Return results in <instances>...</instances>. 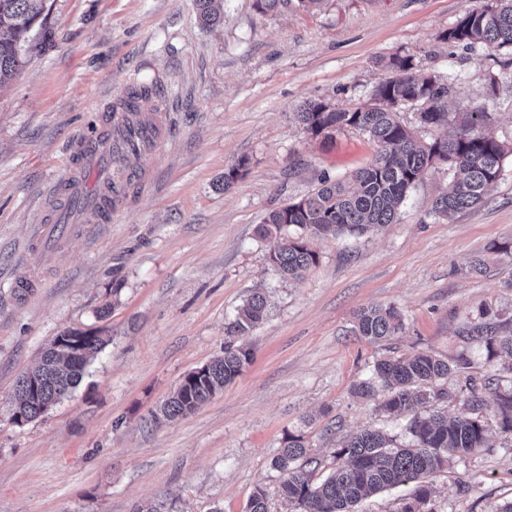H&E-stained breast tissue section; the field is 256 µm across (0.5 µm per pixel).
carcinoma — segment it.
Here are the masks:
<instances>
[{"instance_id": "carcinoma-1", "label": "carcinoma", "mask_w": 512, "mask_h": 512, "mask_svg": "<svg viewBox=\"0 0 512 512\" xmlns=\"http://www.w3.org/2000/svg\"><path fill=\"white\" fill-rule=\"evenodd\" d=\"M47 0H0V87L25 63L36 28L43 26ZM199 19L216 27L221 13L215 0H197ZM448 42L477 48L512 49V0H494L481 10H468L455 27L443 35ZM398 75L374 91V104L353 111L336 110L325 102L308 100L295 112L297 122L314 136L352 127L377 145L370 163L346 180L328 176L313 194L271 211L257 229L270 243L268 261L283 278H294L318 262L308 237L319 234L364 233L394 222L399 208L426 169L448 166L447 188L432 202L441 217L475 207L484 201L498 180L503 161L512 152L488 127L486 112H466L451 137L424 142L400 120L399 109L419 107V121L427 127L447 126L457 114L448 111L455 93L454 79L444 82L418 72L409 57L390 60ZM267 308L266 296L252 294L238 309L227 329L245 335L260 323ZM403 328L401 313L393 306L362 308L357 314L358 335L370 342L390 339ZM472 338L485 344L495 357L503 350L512 356V335L501 336L487 326L474 328ZM104 339L93 331L67 330L42 352L38 365L18 377L11 420L21 425L43 416L81 380L87 364L102 349ZM253 356L251 349L224 343V355L204 367V376L187 374L159 414L175 421L193 413L233 382ZM464 355L442 359L428 352L407 357H387L375 362L372 376L353 385V396L374 403L385 413H408L410 444L394 447L379 429H363L336 449V467L321 482L313 481L320 465L302 442L287 435L271 464L283 475L282 498L292 512H352L370 495L407 487L402 512H422L429 501L432 478L453 459L467 457L486 447L488 418L492 411L497 429L512 439V386L500 373H512V363L481 378L467 373ZM458 388L448 390V378ZM454 396L463 411L452 418L431 406ZM246 512H269L266 491H253Z\"/></svg>"}]
</instances>
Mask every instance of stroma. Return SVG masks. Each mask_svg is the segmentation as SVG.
<instances>
[{
	"label": "stroma",
	"mask_w": 512,
	"mask_h": 512,
	"mask_svg": "<svg viewBox=\"0 0 512 512\" xmlns=\"http://www.w3.org/2000/svg\"><path fill=\"white\" fill-rule=\"evenodd\" d=\"M490 0H221L222 23L201 24L196 0H48L46 28L19 74L0 89V512H134L145 500L172 512H245L256 486L270 512H288L271 460L286 434L336 466L352 434L379 428L410 441L406 417L352 396L376 360L420 351L493 363L470 340L486 324L512 332V156L480 206L435 217L448 182L430 168L395 223L364 236H319L318 262L281 278L256 227L272 210L343 179L377 146L345 127L314 136L293 114L316 99L339 109L370 103L394 57L454 77L450 109H483L512 145V50L444 41L465 10ZM133 84L157 89L167 129L137 160L141 184L111 223L76 224L60 243L32 237L57 206L52 189L95 113ZM241 172L230 188L221 178ZM481 271H473L474 260ZM36 279L19 296L16 283ZM264 321L242 339L253 357L194 413L156 421L189 372L223 356L226 329L253 292ZM392 305V339L355 336L360 308ZM100 332L106 346L80 384L42 417L17 425V378L66 330ZM512 501V441L433 478L425 512H498Z\"/></svg>",
	"instance_id": "obj_1"
}]
</instances>
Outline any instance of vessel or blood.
<instances>
[{"mask_svg": "<svg viewBox=\"0 0 512 512\" xmlns=\"http://www.w3.org/2000/svg\"><path fill=\"white\" fill-rule=\"evenodd\" d=\"M131 132L136 133L137 145L143 151L154 148L165 136L162 124L135 122L131 109L126 107L98 116L67 175L56 186L60 205L52 214L51 223H64L78 207L92 223H111L114 201L141 179L140 171L125 163V138Z\"/></svg>", "mask_w": 512, "mask_h": 512, "instance_id": "vessel-or-blood-1", "label": "vessel or blood"}]
</instances>
